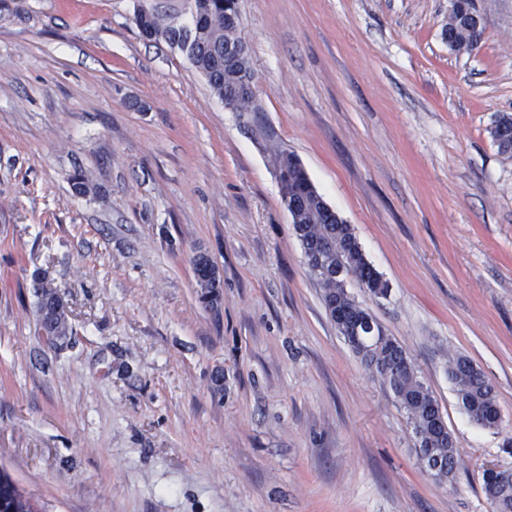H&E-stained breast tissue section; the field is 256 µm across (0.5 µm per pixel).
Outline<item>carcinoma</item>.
<instances>
[{
	"label": "carcinoma",
	"mask_w": 512,
	"mask_h": 512,
	"mask_svg": "<svg viewBox=\"0 0 512 512\" xmlns=\"http://www.w3.org/2000/svg\"><path fill=\"white\" fill-rule=\"evenodd\" d=\"M196 24L192 28L193 38L185 56L192 67L207 81L219 98L227 97L228 89L239 75L251 76L249 59H224V44L231 39L233 25L228 20L225 7L228 0H195ZM472 7L470 0H452L448 14L445 36L448 46L460 51L470 45L473 34L467 25V16ZM147 22L151 38L162 40L170 47L182 49L184 24L173 19L166 20L152 12L143 19L133 17L135 26ZM492 140L503 155H512V114L503 113L493 122L490 130ZM277 168H286L280 177L281 197L296 204L299 239L305 251L318 253L327 262V268L336 274L330 278L308 267L324 289L326 306L336 305L350 317L345 340L360 356L367 368L376 372L406 411L413 428L420 432L417 443L422 448L434 449L442 463L453 474L460 464L458 443L449 431L440 432L433 421L435 413L433 396L429 387L418 375L403 346L395 339L384 335L379 325H370L374 317L363 308L346 290L345 279L356 278L358 283L377 298H385L389 285L366 259L357 237L348 224L339 223L336 214L323 204L324 198L312 184L292 154L282 151L276 156ZM201 300L216 306L221 300V288L212 279L197 282ZM37 308H46L45 323L56 328L59 336L73 332L67 307L53 298L55 289L43 278L33 280ZM448 376L455 387L457 400L468 417L485 429H498L501 419L492 412H500L496 404L494 388L488 378L471 360L458 356L448 367ZM496 512H512V478L501 482L499 497L492 500ZM0 508L3 512H36L30 496L11 479L0 472Z\"/></svg>",
	"instance_id": "1"
}]
</instances>
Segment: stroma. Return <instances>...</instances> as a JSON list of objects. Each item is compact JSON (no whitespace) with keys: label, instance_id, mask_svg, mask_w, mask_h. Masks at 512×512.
<instances>
[{"label":"stroma","instance_id":"1","mask_svg":"<svg viewBox=\"0 0 512 512\" xmlns=\"http://www.w3.org/2000/svg\"><path fill=\"white\" fill-rule=\"evenodd\" d=\"M241 0L250 112L226 110L135 11L186 0H0V470L39 512H494L512 469V0ZM296 154L387 298L356 301L430 386L462 465L439 481L394 396L329 320L281 201ZM86 176L92 192L73 188ZM218 266L199 299L192 258ZM63 294L52 344L30 288ZM463 355L502 431L470 421ZM470 0H452L448 14V27L445 29V36L448 38V46L459 52L467 48L472 40L473 34L467 25V16L472 10ZM477 19V29L473 37L471 52L475 51L481 44L483 31L481 21ZM492 140L503 155H512V114L502 113L490 130ZM196 256H197L199 262L204 267V279L201 281H196L198 288H200V298L204 303H206L209 306H213V307L217 306L221 300V288H222L221 276H220L219 287L216 286V284H215L216 279H214V280H212L211 278L206 279L207 268L209 266L214 268L215 264L210 265L209 260L204 259V256L201 254L196 255ZM448 376L454 384L459 405L468 417L482 428L499 429L500 409L494 388L484 373L467 357L458 356L450 363ZM493 410L498 419L492 415ZM500 469L498 473H511V476L503 479L500 483L501 489L499 497L495 498L497 482L493 480V474H488L485 478L484 492L487 497L493 498L491 502L494 504L497 512H512V470Z\"/></svg>","mask_w":512,"mask_h":512}]
</instances>
